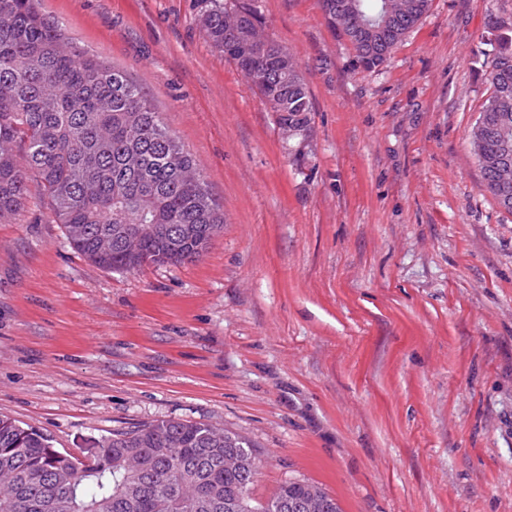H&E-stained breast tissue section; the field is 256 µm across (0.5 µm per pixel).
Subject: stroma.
Masks as SVG:
<instances>
[{"label":"stroma","instance_id":"obj_1","mask_svg":"<svg viewBox=\"0 0 512 512\" xmlns=\"http://www.w3.org/2000/svg\"><path fill=\"white\" fill-rule=\"evenodd\" d=\"M299 60L273 112L200 0H42L124 71L190 153L224 226L196 261L101 269L31 184L0 224V418L90 459L157 420L223 427L342 512H512V214L469 136L484 41L512 0H432L376 69L320 0H245Z\"/></svg>","mask_w":512,"mask_h":512}]
</instances>
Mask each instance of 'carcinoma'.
I'll use <instances>...</instances> for the list:
<instances>
[{
    "instance_id": "carcinoma-1",
    "label": "carcinoma",
    "mask_w": 512,
    "mask_h": 512,
    "mask_svg": "<svg viewBox=\"0 0 512 512\" xmlns=\"http://www.w3.org/2000/svg\"><path fill=\"white\" fill-rule=\"evenodd\" d=\"M201 2L209 41L247 72L270 111L306 119L312 105L301 66L286 47L258 36L255 10L246 7L234 29L224 24V0ZM348 2L372 34L357 38L349 19H325L366 69L381 66L431 5L412 0L402 13L399 0ZM503 28L495 23L486 41L490 94L470 144L484 189L512 213V194L504 201L496 186L504 142L512 146V35ZM33 177L73 248L105 270L194 261L224 224L191 155L141 89L74 46L40 0H0V221L24 210ZM116 224L154 230L129 254L113 239ZM226 448L246 449L249 469L254 449L246 438L160 420L112 435L82 464L44 434L0 418V512H226L224 501L243 479L224 470ZM310 488L288 481L263 502L240 498L231 512H284L280 503L298 501Z\"/></svg>"
}]
</instances>
